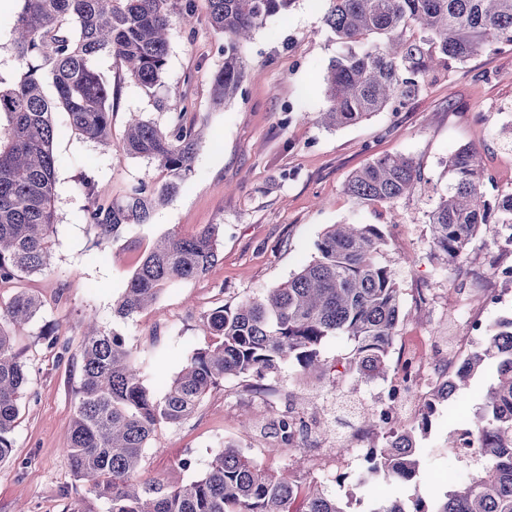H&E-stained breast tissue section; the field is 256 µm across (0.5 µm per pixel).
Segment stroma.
Returning <instances> with one entry per match:
<instances>
[{"label":"stroma","instance_id":"stroma-1","mask_svg":"<svg viewBox=\"0 0 512 512\" xmlns=\"http://www.w3.org/2000/svg\"><path fill=\"white\" fill-rule=\"evenodd\" d=\"M20 0L0 8V85L13 84L18 62L11 44ZM196 23L173 25L162 89L188 122L204 127L193 172L172 200L157 207L149 223L130 225L115 243H97L83 219L89 204L80 189L95 179L114 197L133 185L161 179L157 163L123 153L119 143L130 113L157 123L166 115L153 98L123 79L114 59L98 61L118 89L112 115V146L82 139L64 109L53 121L56 169V234L49 269L0 286V305L18 291L37 295L43 307L15 348L28 370L20 399L9 461L0 464V512H109L73 475L62 451L70 428L79 381L74 356L83 339L80 321L93 314L104 330H117L132 349L145 384L155 393L167 385L209 341L203 317L212 310L257 297L287 281L316 254V243L333 224L377 225L385 236L379 254L400 288L399 336L422 335L443 342L449 328L464 330L469 312L484 326L512 317V286L488 301L484 288L491 269L512 266V247L493 242L495 225L483 226L471 244L462 271L451 270L430 246L428 214L453 183L449 155L475 149L495 185L487 199L512 191V135L497 120L512 106V47L491 46L466 62L430 77L409 105L388 106L346 127L328 129L316 117L326 104L323 75L343 51L323 22L319 0H295L288 14L269 17L241 47L245 62L243 94L225 106L212 102L210 76L224 62V36L208 18L206 0H195ZM402 154L413 158L422 180L391 204L358 205L344 192L350 176L371 160ZM206 224L224 227L217 263L203 277L172 283L146 311L121 322L112 307L149 246L168 232L190 234ZM57 348H49V337ZM352 343L326 340L320 355L335 381L302 378L294 365L268 374L267 392L252 377H228L212 388L180 423L161 425L144 451L142 481L171 486L201 477L225 442H235L258 464L284 473L301 486H318L349 501L353 512L385 497L423 499L432 504L448 488L452 469L477 472L480 464L448 449V430L458 414L474 416L492 382L485 370L450 402L436 404L431 428L419 446L423 480L405 485L359 477L368 463L361 438L378 442L387 430L365 428L356 414L379 405L390 381L360 380L349 369ZM325 414L330 442L311 438L272 457L268 425L290 415L306 421L312 409ZM345 455H337V448ZM190 467H183V460Z\"/></svg>","mask_w":512,"mask_h":512}]
</instances>
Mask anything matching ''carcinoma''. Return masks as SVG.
<instances>
[{
	"label": "carcinoma",
	"mask_w": 512,
	"mask_h": 512,
	"mask_svg": "<svg viewBox=\"0 0 512 512\" xmlns=\"http://www.w3.org/2000/svg\"><path fill=\"white\" fill-rule=\"evenodd\" d=\"M13 47L19 64L14 84L0 88V114L9 122L0 145V284L51 265L55 242L57 135L52 115L63 108L70 126L86 140L112 145L115 92L98 69L108 54L124 67L123 78L167 111L164 124L129 116L122 150L155 161L164 179L141 182L116 200L85 177L84 212L97 242H117L130 224H146L156 204L172 198L191 174L201 131L186 113L157 96L164 87L172 24L171 0H21ZM213 28L224 34V64L211 75L214 104L242 92L240 43L267 18L288 11L295 0H207ZM324 24L348 51L324 77L328 129L356 124L392 103L406 105L427 79L453 62H465L492 45L512 46V0H323ZM178 22L193 28V0ZM51 86L53 95L45 93ZM454 175L429 214L431 248L459 272L469 244L491 212L497 235L512 246V192L486 199L481 160L470 148L448 157ZM422 179L405 156L378 157L355 172L345 192L360 203H392ZM222 224L196 233L171 232L156 240L113 306L126 320L150 307L176 280L205 275L219 258ZM385 244L374 224H333L316 243L317 256L287 282L261 297L219 307L205 316L209 343L198 349L163 395L144 383L124 337L101 329L94 317L80 348L79 386L64 441L74 476L110 504L109 512H351L349 504L317 488L303 489L246 456L235 444L213 457L206 473L182 486L140 481V464L158 426L191 415L206 393L226 377L259 380L283 363L302 374L326 375L320 348L331 336L353 344L349 363L361 380L383 377L401 317L395 273L378 261ZM42 308L39 297L19 292L0 305V464L13 452L11 434L27 369L14 349L17 333ZM495 362V382L484 397L471 437L448 431V447L482 461L468 481L451 483L432 508L419 498L386 499L365 512H512V318L489 327L481 347L446 375L426 404L421 423L391 427L359 482L382 475L411 482L421 477L418 436L426 435L434 405L448 400L474 374ZM296 422L273 424V448L285 451Z\"/></svg>",
	"instance_id": "obj_1"
}]
</instances>
